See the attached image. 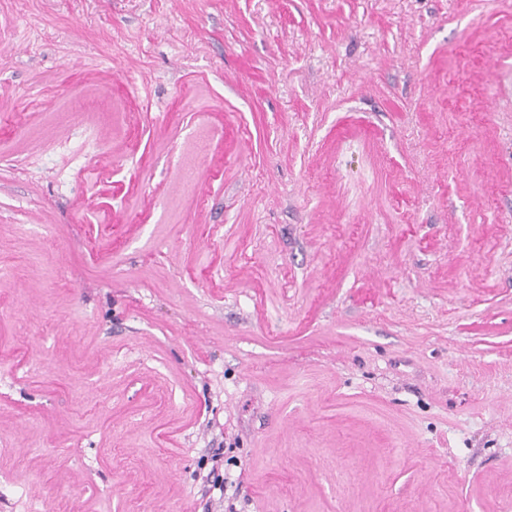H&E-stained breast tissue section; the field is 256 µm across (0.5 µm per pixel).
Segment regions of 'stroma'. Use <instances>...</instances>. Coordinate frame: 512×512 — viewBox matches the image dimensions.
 <instances>
[{"mask_svg": "<svg viewBox=\"0 0 512 512\" xmlns=\"http://www.w3.org/2000/svg\"><path fill=\"white\" fill-rule=\"evenodd\" d=\"M512 512V0H0V512Z\"/></svg>", "mask_w": 512, "mask_h": 512, "instance_id": "stroma-1", "label": "stroma"}]
</instances>
